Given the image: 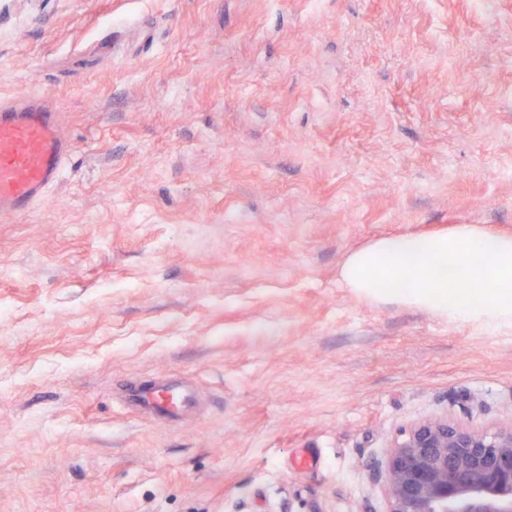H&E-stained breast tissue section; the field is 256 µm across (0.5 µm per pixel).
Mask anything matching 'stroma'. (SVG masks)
I'll use <instances>...</instances> for the list:
<instances>
[{"label": "stroma", "instance_id": "35a3bbf8", "mask_svg": "<svg viewBox=\"0 0 512 512\" xmlns=\"http://www.w3.org/2000/svg\"><path fill=\"white\" fill-rule=\"evenodd\" d=\"M34 95L73 153L0 218V512H385L400 430L512 420V330L339 281L512 234V0H0V102ZM153 381L201 411L134 413Z\"/></svg>", "mask_w": 512, "mask_h": 512}]
</instances>
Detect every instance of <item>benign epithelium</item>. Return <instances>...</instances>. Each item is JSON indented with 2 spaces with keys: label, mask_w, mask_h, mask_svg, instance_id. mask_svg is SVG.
I'll use <instances>...</instances> for the list:
<instances>
[{
  "label": "benign epithelium",
  "mask_w": 512,
  "mask_h": 512,
  "mask_svg": "<svg viewBox=\"0 0 512 512\" xmlns=\"http://www.w3.org/2000/svg\"><path fill=\"white\" fill-rule=\"evenodd\" d=\"M369 480L385 512H512V421L490 429L446 417L416 422Z\"/></svg>",
  "instance_id": "obj_1"
}]
</instances>
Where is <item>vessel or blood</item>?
Returning <instances> with one entry per match:
<instances>
[{
    "label": "vessel or blood",
    "mask_w": 512,
    "mask_h": 512,
    "mask_svg": "<svg viewBox=\"0 0 512 512\" xmlns=\"http://www.w3.org/2000/svg\"><path fill=\"white\" fill-rule=\"evenodd\" d=\"M73 152L50 112L32 104L0 105V217L29 213L62 178ZM159 420L195 413L201 397L189 385L147 386L131 398Z\"/></svg>",
    "instance_id": "vessel-or-blood-1"
}]
</instances>
